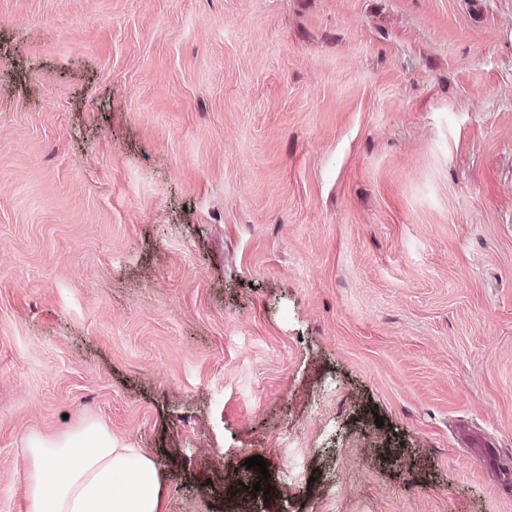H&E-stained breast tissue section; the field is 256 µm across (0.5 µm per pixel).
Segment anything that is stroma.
Masks as SVG:
<instances>
[{"instance_id": "35a3bbf8", "label": "stroma", "mask_w": 512, "mask_h": 512, "mask_svg": "<svg viewBox=\"0 0 512 512\" xmlns=\"http://www.w3.org/2000/svg\"><path fill=\"white\" fill-rule=\"evenodd\" d=\"M87 420L164 512H512V0H0V512Z\"/></svg>"}]
</instances>
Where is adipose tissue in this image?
Returning a JSON list of instances; mask_svg holds the SVG:
<instances>
[{
    "label": "adipose tissue",
    "mask_w": 512,
    "mask_h": 512,
    "mask_svg": "<svg viewBox=\"0 0 512 512\" xmlns=\"http://www.w3.org/2000/svg\"><path fill=\"white\" fill-rule=\"evenodd\" d=\"M25 454L30 512H164L155 460L114 440L99 422L30 436Z\"/></svg>",
    "instance_id": "ef3b65f1"
}]
</instances>
